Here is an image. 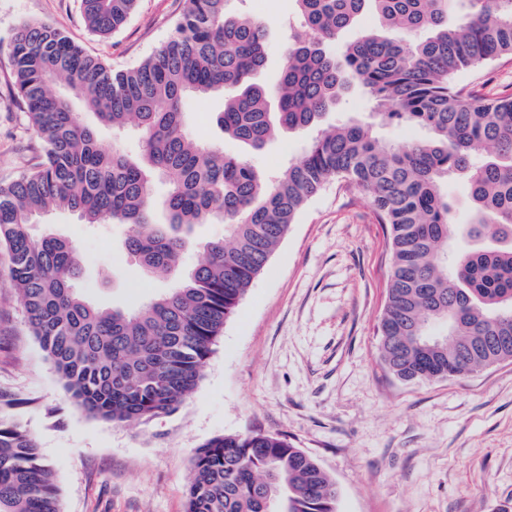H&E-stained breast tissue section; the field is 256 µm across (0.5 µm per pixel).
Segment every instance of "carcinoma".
<instances>
[{
  "label": "carcinoma",
  "instance_id": "carcinoma-1",
  "mask_svg": "<svg viewBox=\"0 0 512 512\" xmlns=\"http://www.w3.org/2000/svg\"><path fill=\"white\" fill-rule=\"evenodd\" d=\"M137 0H80L86 27L118 31ZM231 0H184L175 33L127 71L86 54L49 23L23 22L10 41L15 97L41 161L0 182V247L30 334L72 398L122 424L177 412L202 377L212 346L307 202L336 181L367 194L389 226L391 266L377 335L385 368L402 382L461 377L484 366L478 336H512V96L479 97L458 73L512 56V0H296L308 38L290 40L275 87L258 80L269 30ZM373 10L380 28L336 41ZM354 86L378 111L326 123ZM220 97L214 121L243 154L190 136L185 101ZM136 127L140 151L114 142ZM414 125L423 139H380L376 125ZM317 128L303 155L276 173L249 155L281 129ZM463 180L471 211L454 223L444 189ZM166 187L153 195L152 183ZM86 224H123L124 246L147 275L175 285L135 308H103L75 288L82 260L30 228L50 209ZM224 223L187 272L193 228ZM187 512H337L335 481L277 435L215 437L192 459ZM0 512H62L52 469L19 422L0 419Z\"/></svg>",
  "mask_w": 512,
  "mask_h": 512
}]
</instances>
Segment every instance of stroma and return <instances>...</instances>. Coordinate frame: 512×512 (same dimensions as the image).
Returning a JSON list of instances; mask_svg holds the SVG:
<instances>
[{"instance_id":"35a3bbf8","label":"stroma","mask_w":512,"mask_h":512,"mask_svg":"<svg viewBox=\"0 0 512 512\" xmlns=\"http://www.w3.org/2000/svg\"><path fill=\"white\" fill-rule=\"evenodd\" d=\"M184 0H137L109 37L92 34L79 0H0V181L34 162L37 136L8 75V48L24 21L63 29L115 70L138 65L172 35ZM270 28L260 75L284 62L294 0H238ZM486 97L512 95V58L460 74ZM220 101L185 103L189 133L239 152L212 119ZM314 130L282 132L253 153L275 172L298 158ZM120 224H84L54 210L34 237L69 239L85 272L82 294L136 307L172 287L143 275ZM0 249V416L20 421L52 469L63 512H186L194 452L227 434L266 432L315 457L335 481L338 512H512V361L465 377L403 383L379 359L390 253L387 228L365 194L337 182L310 199L254 279L213 347L201 380L175 414L112 424L80 408L35 339Z\"/></svg>"}]
</instances>
